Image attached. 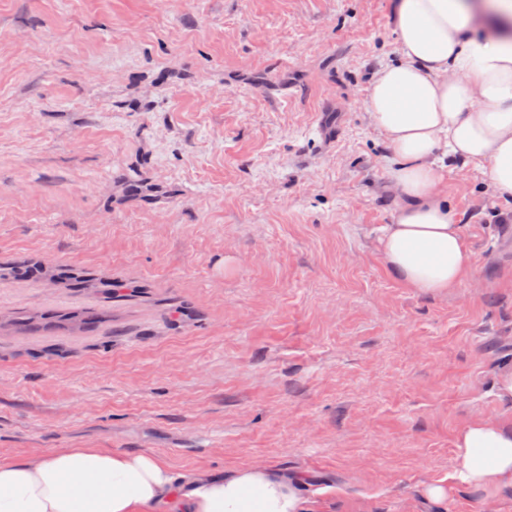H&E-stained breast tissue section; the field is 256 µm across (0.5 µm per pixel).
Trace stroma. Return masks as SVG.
Here are the masks:
<instances>
[{
    "label": "stroma",
    "mask_w": 512,
    "mask_h": 512,
    "mask_svg": "<svg viewBox=\"0 0 512 512\" xmlns=\"http://www.w3.org/2000/svg\"><path fill=\"white\" fill-rule=\"evenodd\" d=\"M391 2L0 0V265L145 287L0 277V310L107 316L0 332V460L109 448L283 470L318 512H512L454 469L466 421L512 415V204L453 170L471 276L389 275L365 100L397 56Z\"/></svg>",
    "instance_id": "35a3bbf8"
}]
</instances>
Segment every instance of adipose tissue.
Masks as SVG:
<instances>
[{
  "label": "adipose tissue",
  "instance_id": "adipose-tissue-1",
  "mask_svg": "<svg viewBox=\"0 0 512 512\" xmlns=\"http://www.w3.org/2000/svg\"><path fill=\"white\" fill-rule=\"evenodd\" d=\"M398 61L366 101L397 198L380 238L404 286L441 294L473 269L448 205V164L488 167L512 200V0H396ZM455 473L477 490L512 489V417L478 416L455 436ZM316 512L300 480L267 467L175 477L157 456L64 448L0 461V512Z\"/></svg>",
  "mask_w": 512,
  "mask_h": 512
}]
</instances>
